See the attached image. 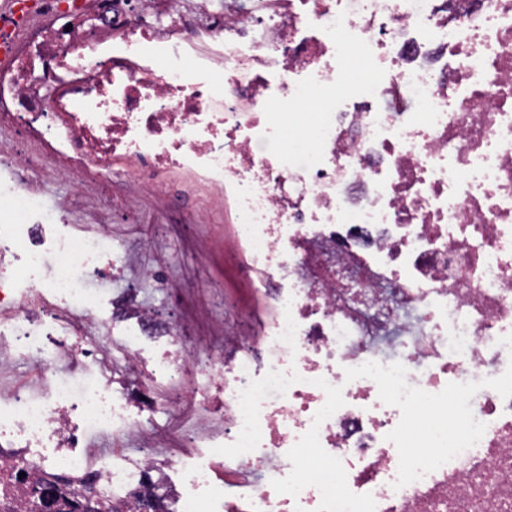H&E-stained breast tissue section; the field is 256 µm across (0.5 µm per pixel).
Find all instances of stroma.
<instances>
[{"instance_id":"35a3bbf8","label":"stroma","mask_w":512,"mask_h":512,"mask_svg":"<svg viewBox=\"0 0 512 512\" xmlns=\"http://www.w3.org/2000/svg\"><path fill=\"white\" fill-rule=\"evenodd\" d=\"M0 179H15L38 184L45 189L47 206L58 199L71 202L65 216L71 233H87L94 221L104 220L112 226L113 245L126 257V271L121 279L101 285L103 313H111L112 296L129 287L144 290L146 304L166 323L179 321L186 308L199 307L214 321H223L228 312L230 292L224 277V265L219 258L224 244L230 240L234 213L231 207L204 194H184L175 183L153 189L128 181L123 172L99 183L77 186L69 178L57 175L52 162L41 161L15 172L0 165ZM157 234L160 247L150 251L140 244L148 234ZM208 242L218 255L211 265H202L197 257L196 244ZM161 264L172 278L189 285L191 292L187 306L170 302L163 288L142 283L139 274L143 268Z\"/></svg>"}]
</instances>
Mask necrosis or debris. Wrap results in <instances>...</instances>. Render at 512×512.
<instances>
[{
  "label": "necrosis or debris",
  "instance_id": "obj_1",
  "mask_svg": "<svg viewBox=\"0 0 512 512\" xmlns=\"http://www.w3.org/2000/svg\"><path fill=\"white\" fill-rule=\"evenodd\" d=\"M40 7L0 72V126L37 147L9 165L229 198L242 290L204 329L137 288L97 316L92 281L125 271L110 225L56 235L67 201L0 183V361L37 362L0 396V512L56 468L77 496L97 475L108 512H512V0ZM350 49L383 70L356 82ZM288 116L307 136L262 152ZM160 372L202 384L147 427ZM186 430L205 456L171 450Z\"/></svg>",
  "mask_w": 512,
  "mask_h": 512
}]
</instances>
